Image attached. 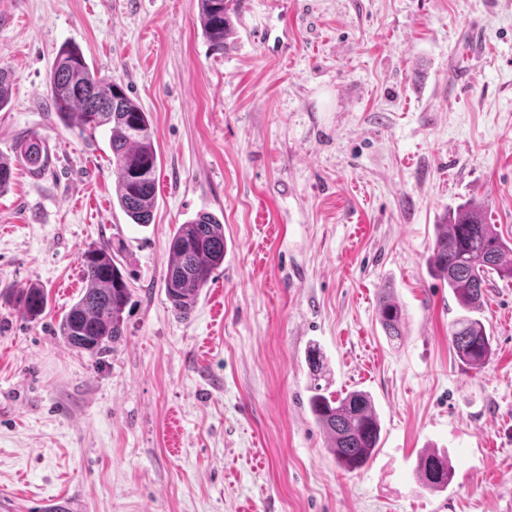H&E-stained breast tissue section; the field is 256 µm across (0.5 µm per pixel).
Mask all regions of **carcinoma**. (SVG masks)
Listing matches in <instances>:
<instances>
[{
	"mask_svg": "<svg viewBox=\"0 0 512 512\" xmlns=\"http://www.w3.org/2000/svg\"><path fill=\"white\" fill-rule=\"evenodd\" d=\"M242 0H199L203 34L216 51L224 50L234 33L233 17ZM50 105L66 125L103 128L109 134L115 196L134 224H149L155 205L158 155L148 113L124 92L116 80L100 77L82 51L60 47L49 75ZM20 157L40 171L48 156L37 138L21 144ZM224 224L202 212L176 227L169 238V259L164 284L173 312L188 316L213 271L224 263ZM118 249L108 242L87 248L81 255L84 293L64 314L59 333L73 349L100 351L123 335L124 309L130 289L119 267ZM430 272L448 283L462 315L452 324L449 342L460 362L479 370L493 354L485 324L472 316L483 303L490 273L512 279V239L486 221L480 204L467 200L445 213L435 225V240L428 259ZM47 293L33 284L20 296L25 316L39 317L47 308ZM380 322L387 336H403L405 314L389 294L378 299ZM310 409L328 440L339 467H364L380 439V423L370 396L350 390L336 397L315 393ZM454 470L448 457L433 451L422 455L417 478L425 488L448 487Z\"/></svg>",
	"mask_w": 512,
	"mask_h": 512,
	"instance_id": "cac0c4a2",
	"label": "carcinoma"
}]
</instances>
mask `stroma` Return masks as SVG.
Wrapping results in <instances>:
<instances>
[{
  "label": "stroma",
  "instance_id": "1",
  "mask_svg": "<svg viewBox=\"0 0 512 512\" xmlns=\"http://www.w3.org/2000/svg\"><path fill=\"white\" fill-rule=\"evenodd\" d=\"M198 0H0V497L61 492L81 512H512V279L478 313L495 353L448 343L459 308L427 259L434 226L473 199L512 237V0H243L224 51ZM148 112L153 221L117 204L102 130L49 106L63 44ZM47 167L30 172L23 140ZM209 212L224 262L188 317L164 276L177 225ZM120 247L124 334L79 352L59 322L92 244ZM41 285L38 318L17 302ZM403 307L393 341L378 320ZM324 357L321 379L305 353ZM368 392V464L337 466L314 386ZM448 488L419 485L429 450ZM20 157L33 171H40L45 168L48 156L37 138H31L21 144ZM380 322L387 336L399 339L403 336L405 314L402 307L387 292L380 294L378 299ZM417 478L425 488L437 490L448 487L454 476V470L447 456L438 452H428L419 459Z\"/></svg>",
  "mask_w": 512,
  "mask_h": 512
}]
</instances>
